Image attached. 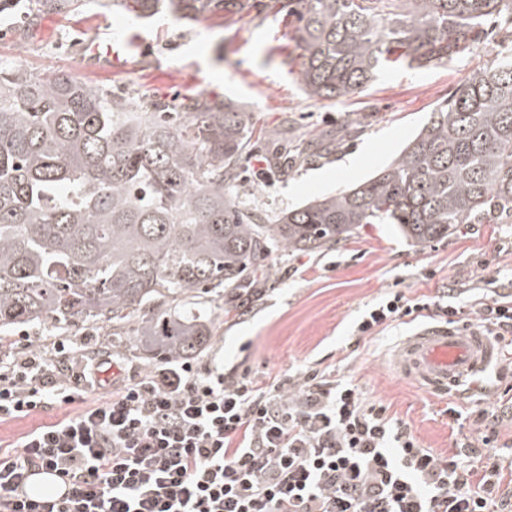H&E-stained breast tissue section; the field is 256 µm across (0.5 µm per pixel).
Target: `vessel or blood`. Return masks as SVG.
<instances>
[{
    "instance_id": "b4317fda",
    "label": "vessel or blood",
    "mask_w": 512,
    "mask_h": 512,
    "mask_svg": "<svg viewBox=\"0 0 512 512\" xmlns=\"http://www.w3.org/2000/svg\"><path fill=\"white\" fill-rule=\"evenodd\" d=\"M498 357L494 340L483 331L438 324L403 339L391 368L399 377L444 395L483 372Z\"/></svg>"
}]
</instances>
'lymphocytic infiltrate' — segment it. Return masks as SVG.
Returning a JSON list of instances; mask_svg holds the SVG:
<instances>
[{
    "label": "lymphocytic infiltrate",
    "instance_id": "f902f5d3",
    "mask_svg": "<svg viewBox=\"0 0 512 512\" xmlns=\"http://www.w3.org/2000/svg\"><path fill=\"white\" fill-rule=\"evenodd\" d=\"M394 295L368 309L359 335L424 311ZM478 327L512 346V293L480 302ZM70 349L0 350V420L84 401L83 410L0 454V512H492L501 465L441 459L350 383L306 370L293 395L228 376L210 362L168 360L100 387L102 358L72 368ZM67 498L21 499L33 467Z\"/></svg>",
    "mask_w": 512,
    "mask_h": 512
}]
</instances>
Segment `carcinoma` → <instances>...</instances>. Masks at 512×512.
<instances>
[{
	"label": "carcinoma",
	"mask_w": 512,
	"mask_h": 512,
	"mask_svg": "<svg viewBox=\"0 0 512 512\" xmlns=\"http://www.w3.org/2000/svg\"><path fill=\"white\" fill-rule=\"evenodd\" d=\"M76 10L82 0H39ZM137 19L199 21L250 0H121ZM296 18L299 82L341 101L403 66L446 64L498 26L492 62L429 112L389 164L356 186L269 221L229 194L253 139L237 103L194 99L169 112L129 107L65 73L0 66V333L21 324L133 321L165 359L207 342L202 310L250 286L273 249L321 251L362 224H393L413 247L462 224L512 216V0H266ZM345 119L304 156L329 155L358 132Z\"/></svg>",
	"instance_id": "1"
}]
</instances>
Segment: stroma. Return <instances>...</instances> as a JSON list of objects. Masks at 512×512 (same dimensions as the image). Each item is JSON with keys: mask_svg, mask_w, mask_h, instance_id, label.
<instances>
[{"mask_svg": "<svg viewBox=\"0 0 512 512\" xmlns=\"http://www.w3.org/2000/svg\"><path fill=\"white\" fill-rule=\"evenodd\" d=\"M293 21L267 12L216 14L197 23L158 16L134 20L121 8L92 0L81 10H37L33 0L0 12V64L35 74L63 72L125 98L131 107L156 101L179 108L193 97L240 103L256 140L241 163L243 183L231 195L258 213L281 211L358 184L386 165L415 134L428 112L495 55L496 39L444 65L384 73L341 102L307 98L288 62L297 51ZM363 118L357 136L336 152L299 160L290 171L273 169L280 150L273 131L290 125L292 142L312 133H335L346 116ZM258 295L225 297L208 310L211 335L192 358L213 360L225 373L268 385L313 369L329 380L354 384L389 417L406 424L420 447L445 458L463 448L501 464L512 461V395L500 380L512 352L445 395L397 376L389 360L400 342L434 323L435 306L451 304L460 319L476 322L480 300L512 285V218L501 224H464L448 239L410 246L391 224H363L347 241L314 253L273 252ZM400 294L427 300L431 309L404 318L379 334L361 336L358 320L379 301ZM122 344L112 342V321L79 326H24L0 343L10 348L25 336L77 345L78 357L122 358L126 371L155 361L126 324ZM58 406L0 422V451L16 446L28 430L72 413Z\"/></svg>", "mask_w": 512, "mask_h": 512, "instance_id": "stroma-1", "label": "stroma"}]
</instances>
